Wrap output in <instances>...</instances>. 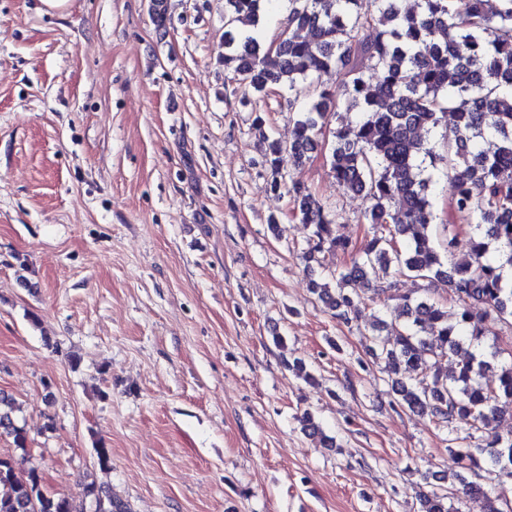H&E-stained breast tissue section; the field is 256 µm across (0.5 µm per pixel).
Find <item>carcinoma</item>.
<instances>
[{
  "label": "carcinoma",
  "instance_id": "cac0c4a2",
  "mask_svg": "<svg viewBox=\"0 0 512 512\" xmlns=\"http://www.w3.org/2000/svg\"><path fill=\"white\" fill-rule=\"evenodd\" d=\"M272 0H226L224 67L256 104L273 87L288 90L297 109L288 145L268 142L263 165L274 192L289 169L301 167L318 147L328 117L355 110L353 126L333 131L328 161L336 184L369 201L366 223L372 237L357 244L336 234L335 219L304 184L289 192L294 216L310 228L307 267L321 266V254L352 253L351 266L321 271L311 292L346 323L357 311L354 283L378 288L394 274H410L448 288L453 309L404 295L397 305L399 332L372 337L369 353L395 378L401 406L437 423L487 433L484 443L448 447L454 469L448 475L466 496L481 497L485 512H504L484 487L461 471L489 466L512 482V363H496L498 350L471 351L493 335L492 325L512 316V0H288V23L276 47H265L237 23L264 19ZM336 72L344 81L331 90L316 75ZM452 123L441 134L448 148L445 167L429 171L437 155L421 132L441 118ZM451 187L448 223L433 225L431 190ZM472 223L460 236L453 217ZM465 248L468 261L455 265L444 254ZM457 357L443 370L441 361ZM496 371L493 384L482 383ZM14 401L0 396V437L22 454L28 437L17 424ZM301 430L336 447L310 412ZM83 499L102 503L94 512H128L116 496L93 483ZM422 512H450L448 494L423 495ZM0 512H85L84 503L48 492L41 473L13 458H0Z\"/></svg>",
  "mask_w": 512,
  "mask_h": 512
}]
</instances>
